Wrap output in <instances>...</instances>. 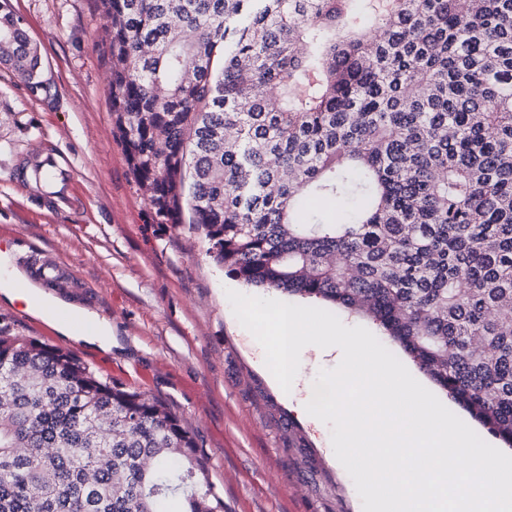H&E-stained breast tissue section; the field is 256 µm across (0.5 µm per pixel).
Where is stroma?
<instances>
[{
    "mask_svg": "<svg viewBox=\"0 0 512 512\" xmlns=\"http://www.w3.org/2000/svg\"><path fill=\"white\" fill-rule=\"evenodd\" d=\"M37 44L50 98L30 95L0 64V227H12L15 269L37 258L73 282L52 296L87 308L112 325L103 352L59 336L20 306L0 301L17 331L75 351L124 390L156 398L191 424L224 512H362L354 483L339 464L331 424L289 407L261 350L226 296L299 305L300 296L243 284L218 267L189 224H159L134 182L113 132L99 0H11ZM55 156L70 173L67 196L34 188L23 171ZM298 432L325 492L316 495L288 449Z\"/></svg>",
    "mask_w": 512,
    "mask_h": 512,
    "instance_id": "obj_1",
    "label": "stroma"
}]
</instances>
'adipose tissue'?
Wrapping results in <instances>:
<instances>
[{
    "label": "adipose tissue",
    "instance_id": "ef3b65f1",
    "mask_svg": "<svg viewBox=\"0 0 512 512\" xmlns=\"http://www.w3.org/2000/svg\"><path fill=\"white\" fill-rule=\"evenodd\" d=\"M0 298L8 304L22 303L23 311L27 315L42 320L61 336L70 338L74 335L73 320H80L89 327L83 340L101 351L112 349V328L110 324L99 317L98 313L84 308H71V320L64 321L56 316L61 305L58 301L42 292L37 287H29L28 291L20 292L13 288L10 281H0Z\"/></svg>",
    "mask_w": 512,
    "mask_h": 512
}]
</instances>
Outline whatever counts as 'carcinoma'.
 I'll return each instance as SVG.
<instances>
[{"mask_svg":"<svg viewBox=\"0 0 512 512\" xmlns=\"http://www.w3.org/2000/svg\"><path fill=\"white\" fill-rule=\"evenodd\" d=\"M160 224L378 323L512 447V0H101ZM0 63L48 97L0 0ZM0 512H224L187 423L0 317Z\"/></svg>","mask_w":512,"mask_h":512,"instance_id":"cac0c4a2","label":"carcinoma"}]
</instances>
